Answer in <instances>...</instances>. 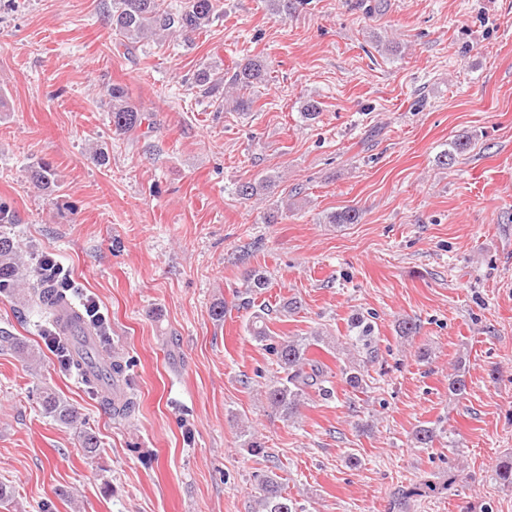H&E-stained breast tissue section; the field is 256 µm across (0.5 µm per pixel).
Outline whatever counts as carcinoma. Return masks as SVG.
Returning a JSON list of instances; mask_svg holds the SVG:
<instances>
[{"label": "carcinoma", "mask_w": 512, "mask_h": 512, "mask_svg": "<svg viewBox=\"0 0 512 512\" xmlns=\"http://www.w3.org/2000/svg\"><path fill=\"white\" fill-rule=\"evenodd\" d=\"M219 10L217 0H184L177 6H170L164 0H112V13L108 22L112 31L126 39L137 40L153 37L162 40L168 37L190 38V34L202 30ZM270 79V68L261 59H249L237 65L233 74L224 84L226 103L233 112L249 110L255 100L251 93L255 88L266 84ZM112 101V127L119 133H129L140 127L145 120L142 111L130 101L126 87L114 84L107 89ZM469 147L465 140L458 139L452 150L438 157L442 166H452L457 157ZM29 177L38 187L49 189L57 185L56 173L47 162H39L30 167ZM275 179L267 176L239 184L236 194L250 200L265 195ZM30 296L32 306L39 307L48 314L50 325L57 336L63 339L69 369L76 371L85 382L95 388L109 384L114 376L124 373L125 366L120 361H111L93 370L89 367L86 343H73L70 335L63 332L52 312L53 302L69 297L54 279L40 271V266L26 263L19 244L8 233L0 231V293H10L19 285ZM268 285L265 271L254 268L246 272L243 289L235 292L234 298L242 306H250L253 295ZM248 332L259 342L265 343V350L274 356L277 376L266 384L263 397L271 412L285 422H296L301 415V407L312 396L328 400L334 395L333 372L324 362L309 357L310 348L322 344L330 345L328 337L321 331H313L307 336L287 337L272 340L266 323L265 313L257 312L247 325ZM350 335L346 336V351L364 354L362 362L352 360L341 369L344 382L353 390L364 389L368 364L378 359V349L372 336V325L365 318L356 316L349 323ZM39 402L44 413L55 421L73 426L80 423L81 414L67 401L46 389L39 392ZM240 436L243 445L251 455L260 456L266 448L251 431L243 428ZM441 431L436 426L421 424L412 431L411 441L416 448H431L439 440ZM494 479L500 484L512 487V458L501 461L494 471ZM260 495L254 500L253 512H299L300 506L284 491V478L270 470L256 475Z\"/></svg>", "instance_id": "cac0c4a2"}]
</instances>
